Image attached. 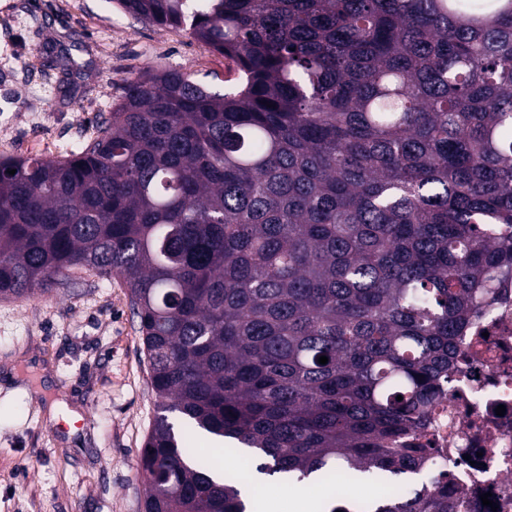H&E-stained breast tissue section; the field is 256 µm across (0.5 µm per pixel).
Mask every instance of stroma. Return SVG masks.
Segmentation results:
<instances>
[{"label":"stroma","mask_w":512,"mask_h":512,"mask_svg":"<svg viewBox=\"0 0 512 512\" xmlns=\"http://www.w3.org/2000/svg\"><path fill=\"white\" fill-rule=\"evenodd\" d=\"M214 90L236 65L115 0H0V157H63L146 68ZM155 416L128 291L88 271L0 299V512H144L141 448Z\"/></svg>","instance_id":"obj_1"}]
</instances>
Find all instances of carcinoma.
I'll return each instance as SVG.
<instances>
[{
    "mask_svg": "<svg viewBox=\"0 0 512 512\" xmlns=\"http://www.w3.org/2000/svg\"><path fill=\"white\" fill-rule=\"evenodd\" d=\"M115 2L241 82L147 70L71 155L1 157L0 297L76 269L127 288L157 408L144 512H246L203 433L260 472L392 489L365 512H453L448 475L402 479L512 277V0Z\"/></svg>",
    "mask_w": 512,
    "mask_h": 512,
    "instance_id": "carcinoma-1",
    "label": "carcinoma"
}]
</instances>
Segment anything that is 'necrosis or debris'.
<instances>
[{
	"instance_id": "1",
	"label": "necrosis or debris",
	"mask_w": 512,
	"mask_h": 512,
	"mask_svg": "<svg viewBox=\"0 0 512 512\" xmlns=\"http://www.w3.org/2000/svg\"><path fill=\"white\" fill-rule=\"evenodd\" d=\"M504 415H496L497 406ZM420 440L456 512H512V285L460 337L448 389ZM491 493L492 506L480 496Z\"/></svg>"
}]
</instances>
